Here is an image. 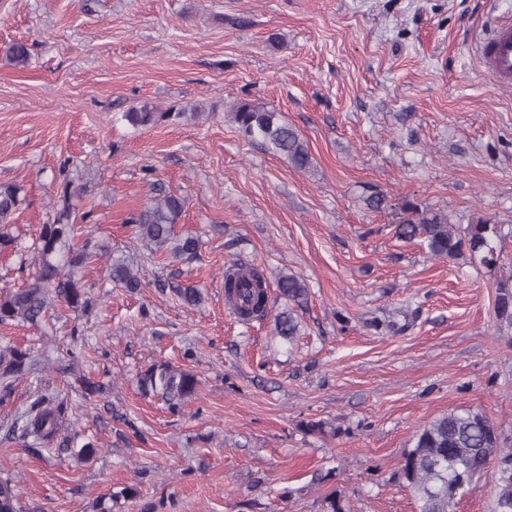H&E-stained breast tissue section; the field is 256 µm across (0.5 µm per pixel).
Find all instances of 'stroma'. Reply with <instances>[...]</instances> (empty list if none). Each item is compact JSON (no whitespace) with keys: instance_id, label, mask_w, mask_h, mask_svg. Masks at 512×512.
<instances>
[{"instance_id":"1","label":"stroma","mask_w":512,"mask_h":512,"mask_svg":"<svg viewBox=\"0 0 512 512\" xmlns=\"http://www.w3.org/2000/svg\"><path fill=\"white\" fill-rule=\"evenodd\" d=\"M494 21L512 25V0H0V46L31 52L23 69L0 58V183L21 188L0 290L31 278L63 176L84 237L126 251L143 281L113 286L100 258L85 270L90 312L48 311L53 344L76 349L104 394L48 368L0 400V469L25 512H97L126 487L111 512H324L331 495L351 512H416L399 467L419 429L470 408L512 434V328L495 320L494 274L394 233L406 201L512 231V88L477 52ZM241 99L298 131L308 171L243 139L226 114ZM143 103L206 114L121 121ZM155 182L186 199L175 230L199 237L192 261L128 222ZM373 192L384 209L366 208ZM234 263L305 279L294 341L225 305ZM180 285L204 303L183 305ZM164 361L200 381L176 412L136 387ZM40 396L67 405L49 445L24 435ZM88 439L97 451L78 459Z\"/></svg>"}]
</instances>
